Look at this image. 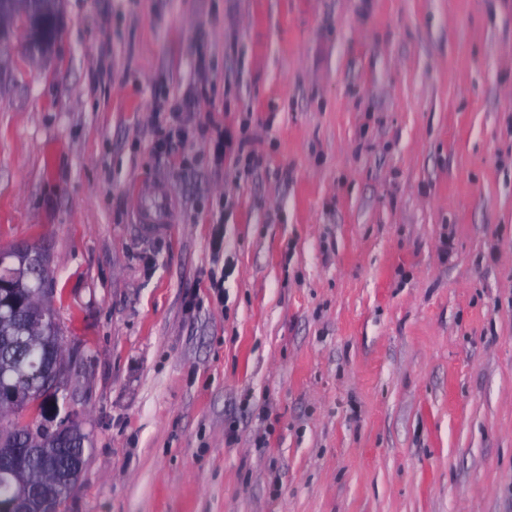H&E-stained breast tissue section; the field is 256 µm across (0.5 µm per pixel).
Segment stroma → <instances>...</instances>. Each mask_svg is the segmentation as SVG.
I'll return each mask as SVG.
<instances>
[{
    "label": "stroma",
    "instance_id": "35a3bbf8",
    "mask_svg": "<svg viewBox=\"0 0 512 512\" xmlns=\"http://www.w3.org/2000/svg\"><path fill=\"white\" fill-rule=\"evenodd\" d=\"M60 12L0 47V250L44 256L86 436L59 512H512V0ZM189 98L175 107H168L165 103L158 105L155 112V124L158 137L154 148L158 153H166L171 147L189 135L190 116L187 115ZM243 140H240V142L237 145V150H235L234 141L231 136L227 137L225 139L224 131L221 130V128H216V135L213 138L212 143V156L213 159L217 163L224 162V157L228 153H233L237 157V160H240V153L243 149ZM168 195L160 189H155L148 193L140 205V223L141 224H163L157 220L166 215L170 206Z\"/></svg>",
    "mask_w": 512,
    "mask_h": 512
}]
</instances>
